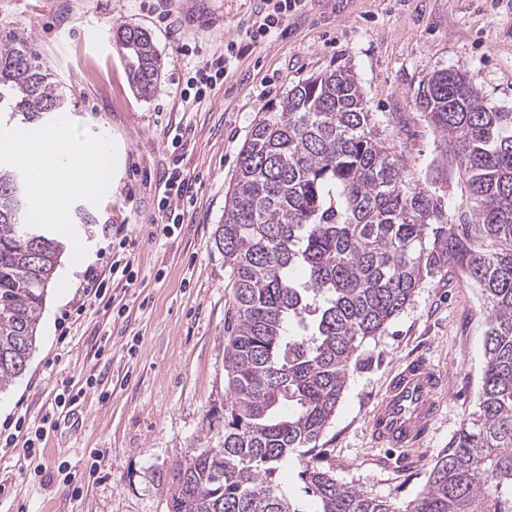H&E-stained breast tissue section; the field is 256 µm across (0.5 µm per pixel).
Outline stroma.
Segmentation results:
<instances>
[{"mask_svg":"<svg viewBox=\"0 0 512 512\" xmlns=\"http://www.w3.org/2000/svg\"><path fill=\"white\" fill-rule=\"evenodd\" d=\"M255 0H202L201 26L183 0H0V31H19L69 98L67 118L87 143L110 148L107 192L72 197L62 217L66 250L49 283L36 349L25 373L0 390V424L26 410L43 425L35 455L0 447V512H167L172 465L211 445L205 416L225 399V319L233 306L214 232L239 150L252 126L293 86L352 70L382 138L410 178L460 201L459 161L417 104L439 69L461 68L488 102L512 109V0H308L284 33L253 46L209 98L185 108L179 79L199 56L238 38ZM169 11L173 35L153 15ZM121 25L148 31L164 61L138 96L112 38ZM198 55L174 52L177 40ZM190 130L181 168L193 183L181 227L163 233L154 201L170 159L166 124ZM123 228L136 281L112 304L66 319L89 270L104 272ZM479 289L457 272L426 282L384 333L362 346L336 415L322 437L339 483L401 507L425 488L443 448L475 409L485 367ZM422 354L448 375L440 413L421 447L372 446L370 412L405 358ZM97 384L86 388L85 380ZM85 387L75 410L57 408L64 385ZM66 472H59V464Z\"/></svg>","mask_w":512,"mask_h":512,"instance_id":"35a3bbf8","label":"stroma"}]
</instances>
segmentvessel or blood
I'll use <instances>...</instances> for the list:
<instances>
[{
	"instance_id": "1",
	"label": "vessel or blood",
	"mask_w": 512,
	"mask_h": 512,
	"mask_svg": "<svg viewBox=\"0 0 512 512\" xmlns=\"http://www.w3.org/2000/svg\"><path fill=\"white\" fill-rule=\"evenodd\" d=\"M446 377L428 358L400 363L369 416L374 445L400 451L419 447L437 417Z\"/></svg>"
}]
</instances>
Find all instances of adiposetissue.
Returning <instances> with one entry per match:
<instances>
[{
    "mask_svg": "<svg viewBox=\"0 0 512 512\" xmlns=\"http://www.w3.org/2000/svg\"><path fill=\"white\" fill-rule=\"evenodd\" d=\"M0 154L30 170L39 187L33 216L39 222H53L64 213L73 190L92 187L106 144H80L68 121H61L34 137L17 128L0 135Z\"/></svg>",
    "mask_w": 512,
    "mask_h": 512,
    "instance_id": "obj_1",
    "label": "adipose tissue"
}]
</instances>
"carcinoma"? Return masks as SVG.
I'll return each mask as SVG.
<instances>
[{
	"label": "carcinoma",
	"instance_id": "1",
	"mask_svg": "<svg viewBox=\"0 0 512 512\" xmlns=\"http://www.w3.org/2000/svg\"><path fill=\"white\" fill-rule=\"evenodd\" d=\"M113 38L148 96L163 68L151 35L120 25ZM418 104L459 160L457 224L445 196L411 183L349 70L297 84L253 126L214 238L234 296L224 413L206 414L222 439L175 461L168 512H306L277 481L297 448L317 512H512V112L461 69L435 71ZM66 105L27 37L1 34L0 115L34 123ZM63 251L30 221L22 177L0 166V389L27 369ZM450 268L483 300L479 401L425 491L396 507L337 483L320 440L359 348Z\"/></svg>",
	"mask_w": 512,
	"mask_h": 512
}]
</instances>
